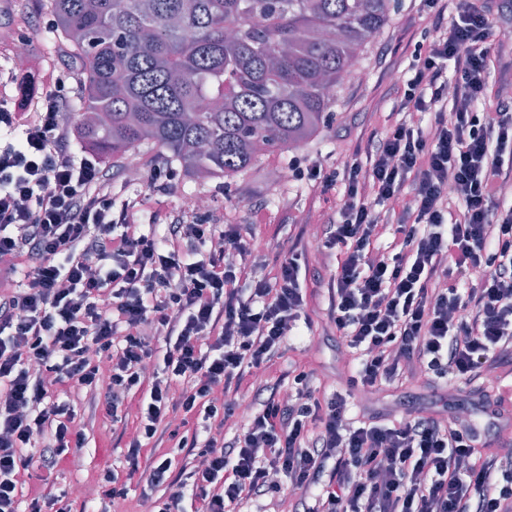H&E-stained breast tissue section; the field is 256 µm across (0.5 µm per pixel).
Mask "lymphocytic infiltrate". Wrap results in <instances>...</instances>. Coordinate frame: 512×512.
I'll list each match as a JSON object with an SVG mask.
<instances>
[{
	"instance_id": "1",
	"label": "lymphocytic infiltrate",
	"mask_w": 512,
	"mask_h": 512,
	"mask_svg": "<svg viewBox=\"0 0 512 512\" xmlns=\"http://www.w3.org/2000/svg\"><path fill=\"white\" fill-rule=\"evenodd\" d=\"M423 3L431 29L389 88L397 120L340 167L290 163L313 199L340 192L320 233L331 275L302 253L256 264L246 225L190 220L165 201L142 223L148 195L74 153L61 82L0 101V127L20 132L0 146V512H71L21 483L84 442L77 401L52 381L109 416L136 409L127 475L156 512H182L188 497L201 512H512L500 423L355 424L349 399L319 398L305 367L268 381L310 325L321 280L356 363L351 387L471 385L512 368V61L492 47L488 0ZM20 268L26 284L11 285ZM166 420L186 452L176 473L144 452Z\"/></svg>"
}]
</instances>
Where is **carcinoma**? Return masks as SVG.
Returning a JSON list of instances; mask_svg holds the SVG:
<instances>
[{"mask_svg": "<svg viewBox=\"0 0 512 512\" xmlns=\"http://www.w3.org/2000/svg\"><path fill=\"white\" fill-rule=\"evenodd\" d=\"M79 63L82 147L156 148L187 177L235 178L317 135L391 0H46Z\"/></svg>", "mask_w": 512, "mask_h": 512, "instance_id": "obj_1", "label": "carcinoma"}]
</instances>
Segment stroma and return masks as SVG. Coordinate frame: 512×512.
<instances>
[{
	"label": "stroma",
	"instance_id": "1",
	"mask_svg": "<svg viewBox=\"0 0 512 512\" xmlns=\"http://www.w3.org/2000/svg\"><path fill=\"white\" fill-rule=\"evenodd\" d=\"M51 26L52 16L43 9L40 0H0V59L18 37H29L27 72L48 81L62 79L65 92L71 97L78 90L79 65L66 44L46 47L44 35ZM430 27L431 18L419 0H397L390 23L368 44L356 65L361 78L340 87L325 128L307 145L304 155L309 161L326 168L340 165L362 149L369 136L382 135L393 120L394 100L387 94L391 85L389 75L395 68L408 67L416 43ZM292 157L291 151L275 149L246 174L203 185L188 183L180 173L169 188V196L178 204L193 195L211 197L217 202L213 213L217 224L247 223L250 207H264L265 223L253 228L258 252H265L267 241L272 239L279 252H302L315 262L320 258L321 241L311 235L310 225L320 221L323 212L335 207L338 194L330 192L326 202L315 208L306 189L294 182H279L278 171L287 167ZM287 211L295 216V223H282ZM326 307L323 301L313 306L312 329L303 338L287 341L276 375L287 379L295 363H305L315 371L320 391L329 395L346 390L351 365L339 337L325 327ZM420 408L447 417L459 414L480 427L491 421L494 412L492 406L480 404L474 387L463 384L450 387L443 382L435 387L416 383L400 390L389 388L358 395L354 398L353 412L358 415L370 409L394 419ZM77 421L85 435L83 446L47 475L45 488L52 492L70 491L72 512H98V477L106 470L125 476L124 448L136 428V418L130 414L116 423L102 407L82 400L78 403Z\"/></svg>",
	"mask_w": 512,
	"mask_h": 512
}]
</instances>
